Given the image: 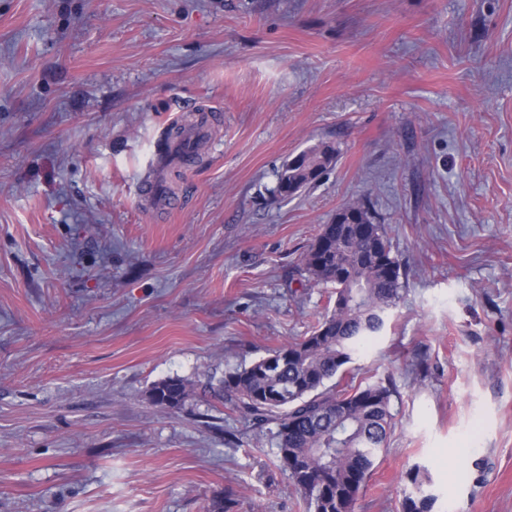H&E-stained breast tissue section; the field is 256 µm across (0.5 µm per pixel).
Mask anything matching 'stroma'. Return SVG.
Instances as JSON below:
<instances>
[{
  "mask_svg": "<svg viewBox=\"0 0 512 512\" xmlns=\"http://www.w3.org/2000/svg\"><path fill=\"white\" fill-rule=\"evenodd\" d=\"M354 202L407 272L354 362L398 395L353 512L416 467L432 512H512V0H0V512H306L204 387L325 313L302 259ZM204 133L203 126H188L176 147V158L187 167L194 158V145ZM297 157L291 165L278 172L276 193L282 199L292 197L298 186L309 185L331 167L336 160V150L324 144L303 151ZM190 391V384L185 379L169 377L152 385L150 397L159 406L179 410L184 406Z\"/></svg>",
  "mask_w": 512,
  "mask_h": 512,
  "instance_id": "35a3bbf8",
  "label": "stroma"
}]
</instances>
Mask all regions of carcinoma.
Segmentation results:
<instances>
[{"label": "carcinoma", "mask_w": 512, "mask_h": 512, "mask_svg": "<svg viewBox=\"0 0 512 512\" xmlns=\"http://www.w3.org/2000/svg\"><path fill=\"white\" fill-rule=\"evenodd\" d=\"M336 150L320 145L303 151L277 175L276 193L286 199L331 167ZM309 287L333 289L332 308L307 335L266 356L211 379V398L248 424L255 438L275 448L279 468L306 504L307 512H352L375 461L395 426L396 393L391 378L355 382L347 365L385 328L403 291L402 263L383 225L358 203L321 225L303 257ZM190 384L169 377L152 385L157 405L181 409ZM414 491L402 512H431L418 470L407 474Z\"/></svg>", "instance_id": "carcinoma-1"}]
</instances>
